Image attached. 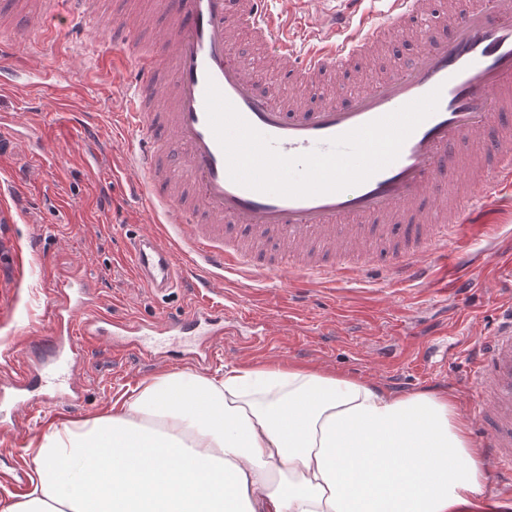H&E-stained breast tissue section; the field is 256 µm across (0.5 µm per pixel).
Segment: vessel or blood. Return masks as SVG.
<instances>
[{"instance_id": "1", "label": "vessel or blood", "mask_w": 512, "mask_h": 512, "mask_svg": "<svg viewBox=\"0 0 512 512\" xmlns=\"http://www.w3.org/2000/svg\"><path fill=\"white\" fill-rule=\"evenodd\" d=\"M83 21L79 43L103 41L110 29H127L119 17L99 14L94 0H15L13 16L42 21L46 45L67 2ZM303 22L291 11L272 13L267 0H162L167 26L149 46L126 37L135 62L120 117L140 140L124 171L145 207L160 211L170 231L135 236L125 247L139 282L156 294L197 288L200 299L171 330L201 336L216 351L224 333V304L214 298L225 273L249 278H291L296 293L323 282L367 275L383 264L399 282L430 283L435 262L456 230L485 222L512 188V133L503 129L501 99L512 91V0H387L381 18L355 19L360 0H315ZM264 49L277 79L305 92L332 85L314 105L299 106L276 86H260L235 50L241 33ZM419 38L423 47L358 92L343 80L362 76L364 62L381 46ZM20 53L17 35L0 38V90L14 87ZM215 82L239 113L286 155L327 149L329 139L382 117L432 90L437 111L402 146L399 157L361 185L336 193L289 198L233 183L205 109ZM478 144L495 158L491 168L470 164L469 189L452 194L447 171L458 148ZM245 240L225 238V226ZM478 259L458 249L453 295L474 284ZM51 332L17 362L0 408L23 405L47 364L83 362L92 344L109 342L119 354L141 353L143 337L161 325L97 312L86 280L57 282L49 313ZM482 447L496 463L499 481L512 483V303L488 340L470 355Z\"/></svg>"}]
</instances>
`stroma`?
<instances>
[{
    "mask_svg": "<svg viewBox=\"0 0 512 512\" xmlns=\"http://www.w3.org/2000/svg\"><path fill=\"white\" fill-rule=\"evenodd\" d=\"M100 10L109 16H146V46L166 21L156 0H101ZM111 59L97 46L75 45L67 28L59 30L54 47H47L33 27L19 63L22 69L43 71L44 80L0 91V113L15 116L10 147L0 153V190L11 193L20 209L16 223L0 224V237L10 239L18 254L9 299L13 312L0 321V339L46 335L52 282L75 269L95 282L96 298L111 314L177 319L197 301L190 288L157 297L147 293L124 260L128 239L155 231L158 216L125 194L112 176L113 166L121 165L136 145L137 134L120 128L118 118L132 68L112 66ZM59 70L70 77L62 97L50 78ZM77 112L95 122L106 158L70 136ZM40 134L59 139V164L36 156ZM501 263L499 257L486 256L476 272V287L455 301L443 298L447 277L442 273L431 287L396 284L374 273L336 282L331 294L318 286L305 297L297 296L284 277L246 281L228 275L223 350L195 371L209 374L242 361L315 365L399 393L450 389L465 414H473L477 402L465 352L489 336L502 303L512 300L511 288L496 285ZM157 342L151 355L122 359L113 358L108 345L94 348L72 376L83 390L82 399L47 409L41 422L31 426V437L62 421L105 414L131 385L182 369L187 337L161 336Z\"/></svg>",
    "mask_w": 512,
    "mask_h": 512,
    "instance_id": "1",
    "label": "stroma"
}]
</instances>
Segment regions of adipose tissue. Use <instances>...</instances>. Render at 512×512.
Masks as SVG:
<instances>
[{
  "instance_id": "obj_1",
  "label": "adipose tissue",
  "mask_w": 512,
  "mask_h": 512,
  "mask_svg": "<svg viewBox=\"0 0 512 512\" xmlns=\"http://www.w3.org/2000/svg\"><path fill=\"white\" fill-rule=\"evenodd\" d=\"M27 454L0 512H512L452 394L298 365L166 371Z\"/></svg>"
}]
</instances>
